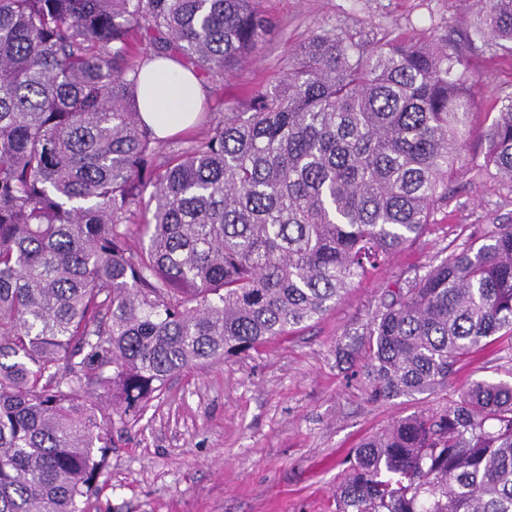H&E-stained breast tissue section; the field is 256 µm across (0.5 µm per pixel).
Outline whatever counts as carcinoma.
<instances>
[{
    "mask_svg": "<svg viewBox=\"0 0 512 512\" xmlns=\"http://www.w3.org/2000/svg\"><path fill=\"white\" fill-rule=\"evenodd\" d=\"M464 39L321 28L246 112L165 155L142 126L148 41L214 91L271 36L260 0H0V512H78L112 419L171 376L322 317L421 237L470 156L475 40L512 57V0ZM479 171L512 191V91ZM374 402L448 387L512 343V225L398 279L365 324ZM336 512H512V380L399 418L354 448Z\"/></svg>",
    "mask_w": 512,
    "mask_h": 512,
    "instance_id": "carcinoma-1",
    "label": "carcinoma"
}]
</instances>
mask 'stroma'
<instances>
[{"mask_svg": "<svg viewBox=\"0 0 512 512\" xmlns=\"http://www.w3.org/2000/svg\"><path fill=\"white\" fill-rule=\"evenodd\" d=\"M275 31L252 59L209 94L206 107L245 111L255 88L277 85L293 50L317 28L347 27L369 39L456 38L476 20L472 0H263ZM486 109L512 87V60L484 46L470 54ZM437 224L372 270L319 320L245 355L175 374L133 425L115 423L112 448L86 512H335L336 485L351 448L394 419L454 403L467 381L512 378L501 345L466 363L447 388L374 402L336 345L361 332L368 312L397 277L424 273L474 225L512 224V193L494 176L461 171Z\"/></svg>", "mask_w": 512, "mask_h": 512, "instance_id": "35a3bbf8", "label": "stroma"}]
</instances>
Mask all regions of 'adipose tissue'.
Instances as JSON below:
<instances>
[{
	"mask_svg": "<svg viewBox=\"0 0 512 512\" xmlns=\"http://www.w3.org/2000/svg\"><path fill=\"white\" fill-rule=\"evenodd\" d=\"M206 90L192 68L173 58L146 60L138 87L140 119L158 139H166L192 126Z\"/></svg>",
	"mask_w": 512,
	"mask_h": 512,
	"instance_id": "obj_1",
	"label": "adipose tissue"
}]
</instances>
